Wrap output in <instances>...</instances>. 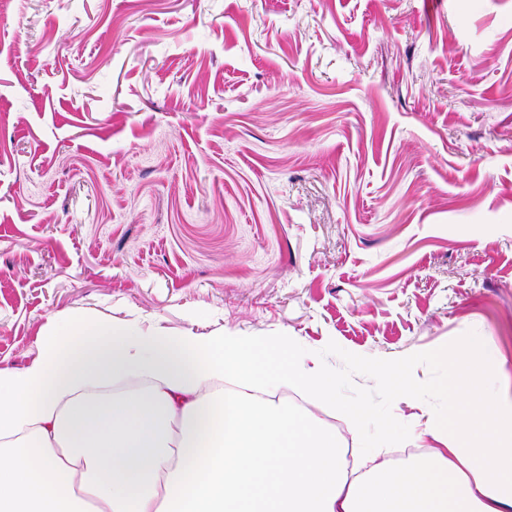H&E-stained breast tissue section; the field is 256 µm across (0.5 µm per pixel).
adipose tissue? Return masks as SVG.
I'll return each mask as SVG.
<instances>
[{
  "label": "adipose tissue",
  "mask_w": 512,
  "mask_h": 512,
  "mask_svg": "<svg viewBox=\"0 0 512 512\" xmlns=\"http://www.w3.org/2000/svg\"><path fill=\"white\" fill-rule=\"evenodd\" d=\"M441 364L445 447L367 449L351 480L335 434L272 397L336 399L296 337L53 318L29 365L0 369V512H512V414L480 387L502 367Z\"/></svg>",
  "instance_id": "obj_1"
}]
</instances>
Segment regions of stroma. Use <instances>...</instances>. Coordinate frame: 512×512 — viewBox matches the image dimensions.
I'll return each instance as SVG.
<instances>
[{
	"label": "stroma",
	"instance_id": "obj_1",
	"mask_svg": "<svg viewBox=\"0 0 512 512\" xmlns=\"http://www.w3.org/2000/svg\"><path fill=\"white\" fill-rule=\"evenodd\" d=\"M74 312L299 337L356 458L512 403V0H0V369Z\"/></svg>",
	"mask_w": 512,
	"mask_h": 512
}]
</instances>
